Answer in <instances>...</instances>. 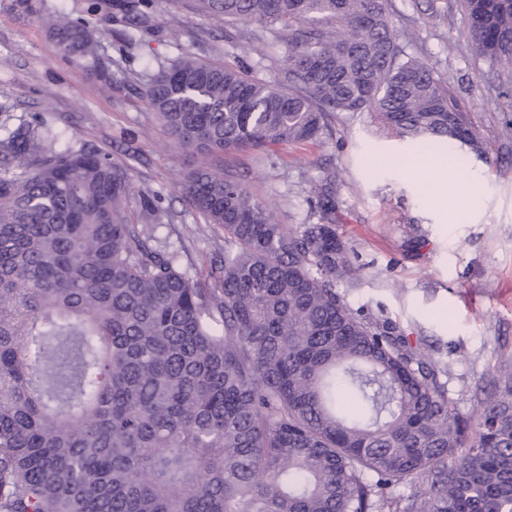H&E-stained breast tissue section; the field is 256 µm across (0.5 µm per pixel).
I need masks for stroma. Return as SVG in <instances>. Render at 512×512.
Masks as SVG:
<instances>
[{"instance_id":"stroma-1","label":"stroma","mask_w":512,"mask_h":512,"mask_svg":"<svg viewBox=\"0 0 512 512\" xmlns=\"http://www.w3.org/2000/svg\"><path fill=\"white\" fill-rule=\"evenodd\" d=\"M35 14L0 0V123L39 116L63 142H86L126 167L132 223L158 219V245L178 251L180 268L207 282L224 254V231L205 223L183 184L191 151L169 135L145 84L183 53L231 64L265 80H284V48L253 25H228L195 0H157L135 45L109 26L98 63L64 56L52 20L86 0H39ZM405 53L429 63L488 148L455 151L452 173L413 177L421 147L400 140L373 112H336L313 141L265 153L210 155L211 166L240 182L282 224L318 220L317 187L328 184L336 227L360 271L336 291L357 316L388 319L438 367L456 411L477 416L505 369H512V70L474 56L460 0H389ZM111 71L103 82L97 67ZM382 166L371 167L372 157ZM484 185L468 214L463 191Z\"/></svg>"}]
</instances>
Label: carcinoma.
I'll list each match as a JSON object with an SVG mask.
<instances>
[{
  "label": "carcinoma",
  "instance_id": "cac0c4a2",
  "mask_svg": "<svg viewBox=\"0 0 512 512\" xmlns=\"http://www.w3.org/2000/svg\"><path fill=\"white\" fill-rule=\"evenodd\" d=\"M155 0L63 15L53 37L128 43ZM283 42L287 85L183 54L150 75L163 126L202 155L313 140L371 110L401 137L487 152L433 68L405 56L389 0H198ZM477 56L512 69V0H463ZM35 117L0 124V512H512V384L478 430L387 320L336 292L359 268L329 217L279 224L202 162L190 205L224 229L209 285L129 223V176ZM349 387L365 408L336 409ZM425 488V480L422 478L415 479L412 483H406L397 487L392 493V505L390 509L385 507L381 510L384 512L402 510L403 506L406 504V499L408 497L420 494ZM396 505L398 508L396 509Z\"/></svg>",
  "mask_w": 512,
  "mask_h": 512
}]
</instances>
